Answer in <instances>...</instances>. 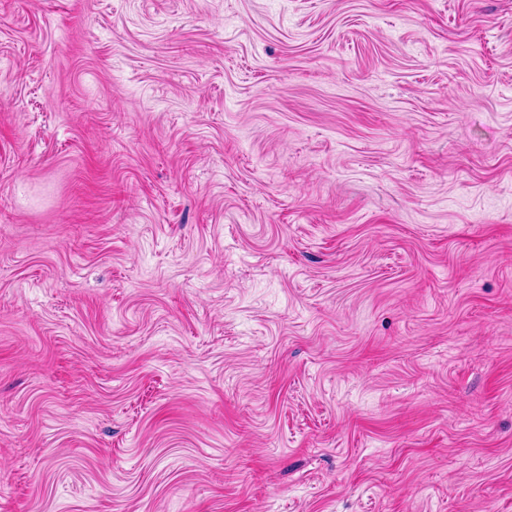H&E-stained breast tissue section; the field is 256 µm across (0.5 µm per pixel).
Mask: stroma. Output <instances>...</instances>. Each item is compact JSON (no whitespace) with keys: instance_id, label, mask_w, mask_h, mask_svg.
I'll list each match as a JSON object with an SVG mask.
<instances>
[{"instance_id":"stroma-1","label":"stroma","mask_w":512,"mask_h":512,"mask_svg":"<svg viewBox=\"0 0 512 512\" xmlns=\"http://www.w3.org/2000/svg\"><path fill=\"white\" fill-rule=\"evenodd\" d=\"M0 512H512V0H0Z\"/></svg>"}]
</instances>
